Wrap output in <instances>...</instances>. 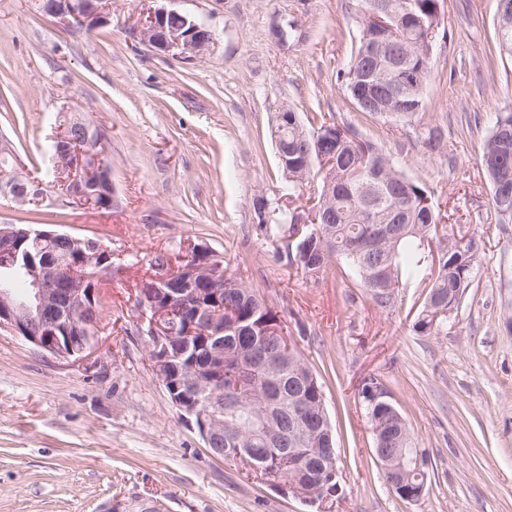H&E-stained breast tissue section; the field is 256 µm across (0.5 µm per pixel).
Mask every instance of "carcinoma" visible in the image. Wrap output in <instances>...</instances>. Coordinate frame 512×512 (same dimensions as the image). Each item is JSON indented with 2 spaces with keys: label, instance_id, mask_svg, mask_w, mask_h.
I'll return each mask as SVG.
<instances>
[{
  "label": "carcinoma",
  "instance_id": "obj_1",
  "mask_svg": "<svg viewBox=\"0 0 512 512\" xmlns=\"http://www.w3.org/2000/svg\"><path fill=\"white\" fill-rule=\"evenodd\" d=\"M393 15L396 35L381 54L370 51L364 35L357 38L347 70L337 79L348 96L370 74L379 82L399 83L400 70H422L421 81L428 82L431 64L426 62L419 40L416 19L429 23L434 12L443 9L442 0H360ZM497 56L504 68L512 65V0H497ZM425 89L411 90L399 97L401 111L382 112L376 98L360 111L381 117L410 118L423 108ZM288 179L302 187L309 183L318 151L331 155L335 162L318 171V200L308 216L288 214L268 208L269 223H259L268 238L289 235L297 238L294 261L302 273L314 278L324 273L333 259H343L354 268L369 299L380 308L392 307L403 287L401 265L421 271L428 264L435 270L423 274L426 280L424 302L413 329L439 336L448 332V305L460 302L474 281L478 244L473 239L448 235L442 217L431 202L426 187L399 170L391 157L358 134L335 122L321 121L307 129L293 111L288 113ZM423 146L438 154L446 146L440 128L426 130ZM481 164L491 186V204L496 224H512V106L495 114L484 142ZM224 309L237 315L238 326L224 334L241 346H251L262 357L280 351L290 341L277 312L254 289L239 282L235 274H225ZM308 381L304 395L312 403L324 396L323 384L309 363L297 355L296 365L285 372L288 389L263 380L259 369L243 374L224 355V447L235 448L237 431L249 435L251 453L239 460L253 478H278L302 481L306 477L315 449L325 448L332 427L327 415H311V426L318 429V441L287 439L284 446L268 441L262 434L263 412L273 400L281 410L285 432L291 431L294 415L302 405L295 397L293 374ZM372 390L384 391L380 382L369 380L360 393L373 434L375 448L406 449L404 488L416 492L427 483L426 457L417 448L411 430L399 409L387 398L372 402Z\"/></svg>",
  "mask_w": 512,
  "mask_h": 512
}]
</instances>
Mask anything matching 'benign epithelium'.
Listing matches in <instances>:
<instances>
[{"label":"benign epithelium","mask_w":512,"mask_h":512,"mask_svg":"<svg viewBox=\"0 0 512 512\" xmlns=\"http://www.w3.org/2000/svg\"><path fill=\"white\" fill-rule=\"evenodd\" d=\"M38 10L61 21H75L90 29L110 23L107 0H38ZM140 40L153 50L183 60H197L216 44L214 32L191 14L157 8L147 12L139 29ZM67 125L56 137L55 165L71 172L101 173L97 147H72ZM13 188L3 197L26 205L43 195L41 184L24 178L14 167L7 178ZM47 241L64 252L39 260L30 258L23 265L29 293L19 300L12 291L0 289V330L22 336L36 348L63 359L87 358L98 327V281L95 275L112 267V252L96 243L94 254L80 252L87 237L54 230L24 228L16 224L0 226V263L16 264L22 246ZM224 290V264L211 251L197 247L173 264L164 256L141 284L140 307L149 313L146 335L150 360L156 376L170 392V399L184 416L194 418L200 435L216 456L224 454V408L218 394L224 391V320L213 313ZM181 306L182 319L170 323L168 311ZM296 358L288 346L265 360L266 377L273 383ZM313 464L322 474L339 476L335 449L320 448ZM310 502L329 503L336 491H312L306 483L274 484Z\"/></svg>","instance_id":"7a95c632"}]
</instances>
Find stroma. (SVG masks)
<instances>
[{
	"label": "stroma",
	"instance_id": "stroma-1",
	"mask_svg": "<svg viewBox=\"0 0 512 512\" xmlns=\"http://www.w3.org/2000/svg\"><path fill=\"white\" fill-rule=\"evenodd\" d=\"M156 5L208 25L213 51L185 61L144 46L139 23ZM111 12L88 35L33 0H0V137L46 193L34 209L0 198V224L93 236L112 252L91 358L66 362L0 333V512H319L211 456L153 371L135 285L156 253L194 246L263 295L319 375L338 448L332 512H512V224L492 225L480 165L492 116L512 104V74L485 66L497 0H447L423 108L392 121L359 112L336 80L360 0H112ZM285 108L356 130L427 187L449 234L479 240L447 334L413 329L420 275L382 309L343 263L311 279L288 259L287 237L258 230L255 196L308 203L270 136ZM71 111L112 161L110 210L61 196L52 180L50 149ZM435 123L448 146L430 156L421 137ZM370 378L426 452L418 499L397 496L373 457L359 396Z\"/></svg>",
	"mask_w": 512,
	"mask_h": 512
}]
</instances>
